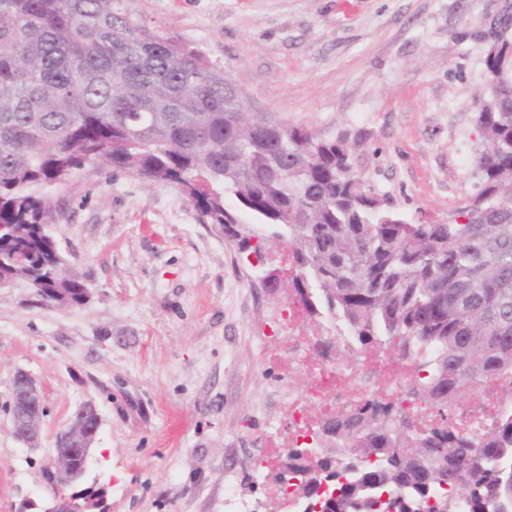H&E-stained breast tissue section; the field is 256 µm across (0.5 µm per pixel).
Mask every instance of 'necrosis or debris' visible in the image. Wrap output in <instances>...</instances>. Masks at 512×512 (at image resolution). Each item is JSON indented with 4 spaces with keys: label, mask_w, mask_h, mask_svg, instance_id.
Segmentation results:
<instances>
[{
    "label": "necrosis or debris",
    "mask_w": 512,
    "mask_h": 512,
    "mask_svg": "<svg viewBox=\"0 0 512 512\" xmlns=\"http://www.w3.org/2000/svg\"><path fill=\"white\" fill-rule=\"evenodd\" d=\"M317 341L322 354L313 365L305 356L312 342L308 337H289L285 345L289 366L308 369L310 380L304 397L290 405L288 445L292 448L310 443L321 420L336 409L373 396L379 375H386L389 390L397 392L414 374L406 363L366 358L364 352L354 348L348 336L334 328H325ZM508 412L512 413V375L476 387L467 395L465 408L456 415L453 426L460 433L477 437L499 415Z\"/></svg>",
    "instance_id": "1"
}]
</instances>
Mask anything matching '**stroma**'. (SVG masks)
Returning <instances> with one entry per match:
<instances>
[{"label":"stroma","instance_id":"obj_1","mask_svg":"<svg viewBox=\"0 0 512 512\" xmlns=\"http://www.w3.org/2000/svg\"><path fill=\"white\" fill-rule=\"evenodd\" d=\"M163 36L201 50L255 111L354 140L355 172L411 223L447 219L474 191L487 94L485 56L512 0H129ZM49 231L91 289L82 306L32 303L0 288V512L44 506L40 474L84 401L102 425L84 487L103 512H224L234 479L263 498L254 465L287 426L273 402L289 375L281 313L291 290L265 288L255 260L199 223L169 184L90 165L45 187ZM41 384L39 445L9 432L17 371Z\"/></svg>","mask_w":512,"mask_h":512}]
</instances>
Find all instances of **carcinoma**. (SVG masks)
<instances>
[{
	"label": "carcinoma",
	"instance_id": "1",
	"mask_svg": "<svg viewBox=\"0 0 512 512\" xmlns=\"http://www.w3.org/2000/svg\"><path fill=\"white\" fill-rule=\"evenodd\" d=\"M127 2L0 0V288L85 302L43 185L98 164L173 185L258 266L288 247L313 328L339 317L368 352H431L405 390L426 413L379 420L366 399L332 414L322 456L288 454L308 473L297 493L322 512H451L461 488L472 512H512V416L471 439L448 414L512 369V41L486 54L476 193L446 221L413 224L356 174L348 134L243 111L239 84Z\"/></svg>",
	"mask_w": 512,
	"mask_h": 512
}]
</instances>
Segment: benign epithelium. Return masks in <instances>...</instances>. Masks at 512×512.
<instances>
[{
    "mask_svg": "<svg viewBox=\"0 0 512 512\" xmlns=\"http://www.w3.org/2000/svg\"><path fill=\"white\" fill-rule=\"evenodd\" d=\"M13 383L20 388L16 402L14 421L10 433L19 443L36 445L45 412L44 394L32 375L24 370L16 373ZM102 424L96 404L88 400L78 406L66 432L58 435L54 455L49 465V476L58 491L50 497L43 512H92L98 508L99 498L83 489L69 492L77 486V480L57 476L71 470L72 462L81 459L80 475H85L91 458V450Z\"/></svg>",
    "mask_w": 512,
    "mask_h": 512,
    "instance_id": "benign-epithelium-1",
    "label": "benign epithelium"
}]
</instances>
